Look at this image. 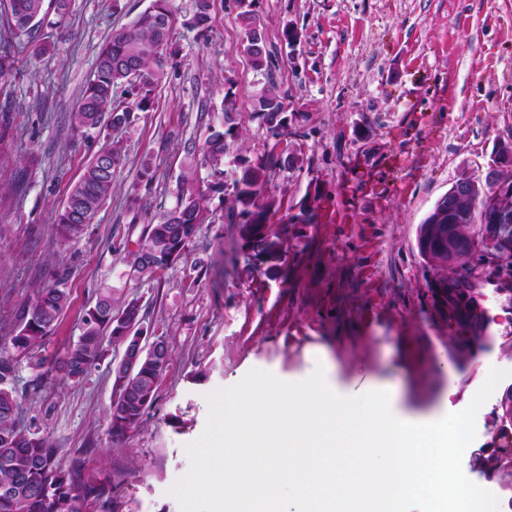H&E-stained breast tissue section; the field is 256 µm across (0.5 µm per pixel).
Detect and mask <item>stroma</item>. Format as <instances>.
I'll return each instance as SVG.
<instances>
[{
	"instance_id": "35a3bbf8",
	"label": "stroma",
	"mask_w": 512,
	"mask_h": 512,
	"mask_svg": "<svg viewBox=\"0 0 512 512\" xmlns=\"http://www.w3.org/2000/svg\"><path fill=\"white\" fill-rule=\"evenodd\" d=\"M150 3L69 0L37 33L52 56L20 52L0 81V338L15 334L17 309L56 274L67 273L71 300L39 357L8 345L0 354L14 358L23 426L50 435L65 464L110 478L106 512H180L171 490L189 470L186 447L204 430L208 396L250 369L297 382L321 367L345 397L383 385L400 417L440 410L447 393L452 408H466L486 369L512 370V316L499 315L506 295L479 279L499 319L492 343L457 363L448 316L432 297L435 273L416 246L451 184L512 142V0H254L267 37L262 72L242 52L236 0H208L204 30L188 24L195 0H172L177 20L152 107L126 128L74 132L68 115L99 47ZM272 84L288 103L284 135L299 158L273 169L264 191L288 240L275 275L243 249L233 192L242 162L266 159L275 142L254 110ZM221 130L228 151L217 189L189 149ZM107 138L124 155L112 197L85 235L63 240L55 216ZM188 169L209 190L208 218L159 279H136L131 254L175 207ZM107 293L116 312L139 301L144 326L171 350L154 403L120 439L108 433L107 411L123 345L107 343L80 381L61 382L51 369Z\"/></svg>"
}]
</instances>
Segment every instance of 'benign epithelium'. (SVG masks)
Here are the masks:
<instances>
[{"label": "benign epithelium", "mask_w": 512, "mask_h": 512, "mask_svg": "<svg viewBox=\"0 0 512 512\" xmlns=\"http://www.w3.org/2000/svg\"><path fill=\"white\" fill-rule=\"evenodd\" d=\"M511 172L512 144L503 145L497 151L485 176L460 177L438 200L433 207L437 213L436 220L448 217V223L441 226L439 233V264L457 269L465 265V259L469 256L459 226L469 220L470 214L460 206V201L468 199L478 207L489 198L512 195V179H504V175ZM492 209V223L484 225L483 228L485 238L492 246L487 254V265L496 272H504L512 269L502 258V254L512 253V208L494 205ZM433 294L439 305L448 312V323L456 325L465 321L470 305L466 303V296L461 292L457 277L444 275L435 278ZM130 332L134 336L131 337V343L125 349L117 369H126L131 373L137 367L142 353H160L163 339L159 336H147L139 322L133 324ZM495 418L498 422L495 439L500 449L494 453L489 448L476 451L480 455L478 468L490 466L500 476L502 487L512 492V384L504 388Z\"/></svg>", "instance_id": "benign-epithelium-1"}]
</instances>
